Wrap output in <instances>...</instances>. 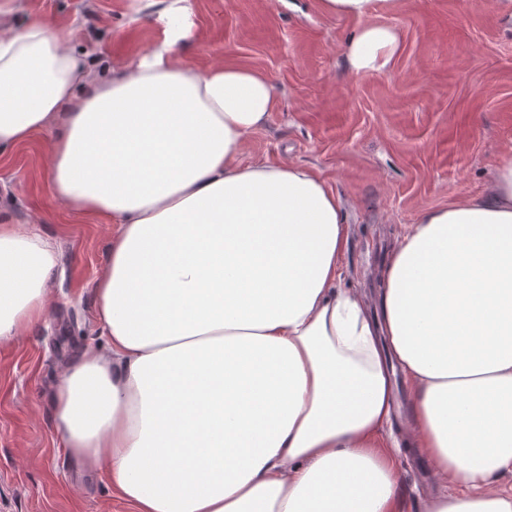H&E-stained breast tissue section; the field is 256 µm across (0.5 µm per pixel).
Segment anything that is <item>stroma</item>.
Returning a JSON list of instances; mask_svg holds the SVG:
<instances>
[{"label": "stroma", "mask_w": 512, "mask_h": 512, "mask_svg": "<svg viewBox=\"0 0 512 512\" xmlns=\"http://www.w3.org/2000/svg\"><path fill=\"white\" fill-rule=\"evenodd\" d=\"M170 0H0V26L43 19L91 71L120 68L160 42ZM193 35L180 59L264 72L276 91L267 124L242 160L315 170L340 200L347 240L336 285L378 315L380 276L395 242L421 216L483 194L512 152V15L495 0H377L373 22L397 30L390 66L358 74L345 59L357 21L319 0H186ZM51 130L0 154V221L35 230L58 254L48 312L0 344V512H130L106 479L60 445L53 392L75 352L102 344L93 282L109 259L111 225L53 198ZM412 392L397 383L386 430L401 512H428L441 493L409 448Z\"/></svg>", "instance_id": "stroma-1"}]
</instances>
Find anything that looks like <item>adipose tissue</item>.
Instances as JSON below:
<instances>
[{
	"label": "adipose tissue",
	"mask_w": 512,
	"mask_h": 512,
	"mask_svg": "<svg viewBox=\"0 0 512 512\" xmlns=\"http://www.w3.org/2000/svg\"><path fill=\"white\" fill-rule=\"evenodd\" d=\"M376 0H321L353 18L352 71L399 46ZM161 43L94 79L45 22L0 28V152L50 128L51 190L106 218L95 280L101 348L54 394L55 432L132 512H400L384 436L394 376L414 393L411 447L456 486L430 512H512V157L489 190L426 212L393 247L380 314L336 286L339 200L313 171L243 163L276 95L264 74L200 72ZM55 249L0 224V342L41 320Z\"/></svg>",
	"instance_id": "1"
}]
</instances>
